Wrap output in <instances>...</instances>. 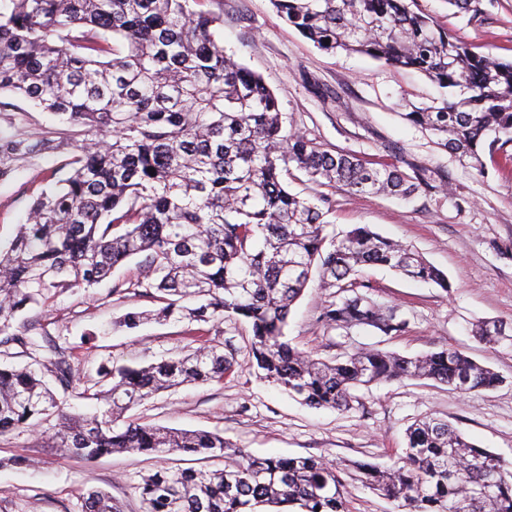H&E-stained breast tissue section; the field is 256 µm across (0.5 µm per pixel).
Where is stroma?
<instances>
[{"instance_id":"stroma-1","label":"stroma","mask_w":512,"mask_h":512,"mask_svg":"<svg viewBox=\"0 0 512 512\" xmlns=\"http://www.w3.org/2000/svg\"><path fill=\"white\" fill-rule=\"evenodd\" d=\"M216 7L224 13L220 45L274 92L283 132L300 130L326 150L373 166L392 163L431 184L404 202L289 180L291 192L330 200L328 237L369 225L412 246L450 283L445 291L385 267L364 268L359 280L366 295L396 309L406 322L402 332L386 336L327 325L321 312L332 292L311 278L288 318L291 345L324 360L371 347L413 357L447 345L493 369L501 383L463 394L433 380L401 379L355 389L346 411L311 407L280 392L252 367L246 324L227 320L204 336L187 335L180 324L117 328L116 318L152 304L112 296L106 281L92 293L59 297L43 319L69 348L78 383L93 384L98 367L107 362L148 365L220 342L235 360L223 382L158 393L131 408L130 416L150 425L217 433L256 456L388 465L402 454L409 426L433 415L512 462V340L484 344L474 336L483 323L512 328V169L478 173L405 119L406 102L436 94L423 74L357 53L323 51L280 18L270 0H217ZM410 7L476 51L512 59V0H480L475 16L455 12L447 0H412ZM56 163V156H39L0 180L1 242L13 237ZM157 464L154 456L127 453L94 461L62 459L48 438L13 431L0 436V512H80L79 496L91 489L109 492L124 512H144L136 485Z\"/></svg>"}]
</instances>
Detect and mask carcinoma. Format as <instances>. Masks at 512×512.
<instances>
[{
	"mask_svg": "<svg viewBox=\"0 0 512 512\" xmlns=\"http://www.w3.org/2000/svg\"><path fill=\"white\" fill-rule=\"evenodd\" d=\"M214 0H0V94L21 95L91 137L66 151L52 183L15 236L0 244V357L15 346L44 351L55 387L30 367H0V435L51 434L63 458L116 451L164 457H224L217 470L162 466L141 477L144 512H345L354 476L407 512H512V464L470 442L439 417L408 429L389 467L310 457H255L219 434L172 431L124 419L129 407L185 383H220L233 359L220 344L135 368L103 365L79 397L101 403L71 413L70 354L38 318L64 294L87 292L144 255L136 280L110 293L148 299L157 322L204 334L224 319L245 323L252 364L289 395L319 408H351L352 390L424 378L461 393L491 390L500 377L464 352L441 347L415 357L378 348L326 361L300 351L284 329L294 303L319 272L346 292L366 266L449 288L448 277L410 246L358 226L324 235L325 198L288 191L291 169L349 194L408 199L425 185L393 164L373 167L329 153L301 132L281 134L278 100L264 79L224 54ZM276 13L325 51L341 49L415 69L440 90L404 116L479 171L484 157L512 166V61L435 27L406 0H271ZM59 129L0 133V178L54 154ZM330 325L403 331L397 311L356 294L327 301ZM81 512H122L103 490L82 494Z\"/></svg>",
	"mask_w": 512,
	"mask_h": 512,
	"instance_id": "obj_1",
	"label": "carcinoma"
}]
</instances>
